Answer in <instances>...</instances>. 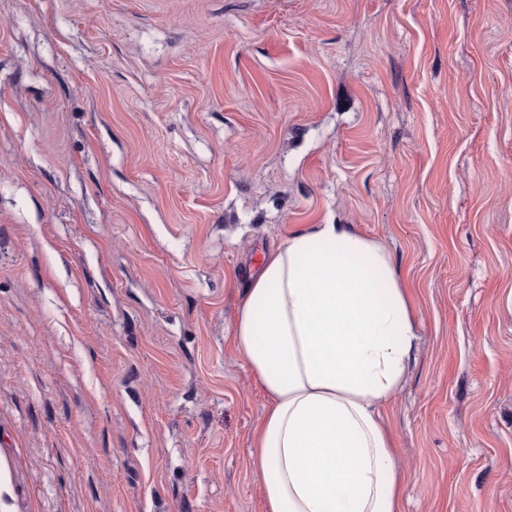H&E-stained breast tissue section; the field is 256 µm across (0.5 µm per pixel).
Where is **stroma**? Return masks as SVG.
<instances>
[{"label": "stroma", "mask_w": 512, "mask_h": 512, "mask_svg": "<svg viewBox=\"0 0 512 512\" xmlns=\"http://www.w3.org/2000/svg\"><path fill=\"white\" fill-rule=\"evenodd\" d=\"M332 223L419 326L402 512H512V0H0V512H263L229 337Z\"/></svg>", "instance_id": "obj_1"}]
</instances>
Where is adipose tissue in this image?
<instances>
[{
	"label": "adipose tissue",
	"mask_w": 512,
	"mask_h": 512,
	"mask_svg": "<svg viewBox=\"0 0 512 512\" xmlns=\"http://www.w3.org/2000/svg\"><path fill=\"white\" fill-rule=\"evenodd\" d=\"M416 340L389 252L351 225H311L266 255L231 335L269 399L251 450L263 512H401L380 406Z\"/></svg>",
	"instance_id": "1"
}]
</instances>
